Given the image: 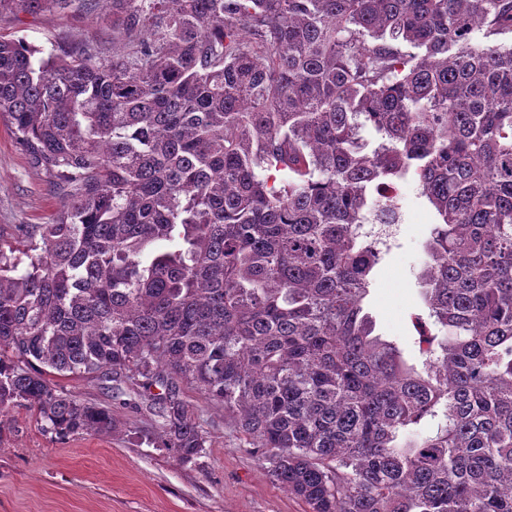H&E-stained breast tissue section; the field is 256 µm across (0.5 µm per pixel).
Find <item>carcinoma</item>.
I'll use <instances>...</instances> for the list:
<instances>
[{
  "mask_svg": "<svg viewBox=\"0 0 512 512\" xmlns=\"http://www.w3.org/2000/svg\"><path fill=\"white\" fill-rule=\"evenodd\" d=\"M101 2L110 47L0 34V114L63 198L0 233V415L110 433L53 382L89 375L148 393L190 461L186 384L309 512H512V0L0 14ZM408 178L435 218L420 369L365 309L361 227L401 223Z\"/></svg>",
  "mask_w": 512,
  "mask_h": 512,
  "instance_id": "obj_1",
  "label": "carcinoma"
}]
</instances>
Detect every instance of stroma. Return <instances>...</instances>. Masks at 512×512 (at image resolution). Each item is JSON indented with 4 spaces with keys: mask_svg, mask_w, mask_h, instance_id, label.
Listing matches in <instances>:
<instances>
[{
    "mask_svg": "<svg viewBox=\"0 0 512 512\" xmlns=\"http://www.w3.org/2000/svg\"><path fill=\"white\" fill-rule=\"evenodd\" d=\"M0 33L45 49L67 35L112 39L105 22L81 10L34 17L4 13ZM418 194L414 181L400 183L405 219L375 269L367 298L377 334L395 341L412 363L417 360L412 316L423 308L416 274L434 222ZM61 204L50 179L32 166L0 116V226L50 223ZM57 384L109 407L115 427L109 434L59 439L42 431L28 408L9 409L0 416V512H306V505L242 448L223 409L205 403L192 388H184L183 397L207 442L201 456L185 462L158 447L146 396H138L131 409L96 379L70 376Z\"/></svg>",
    "mask_w": 512,
    "mask_h": 512,
    "instance_id": "obj_1",
    "label": "stroma"
}]
</instances>
